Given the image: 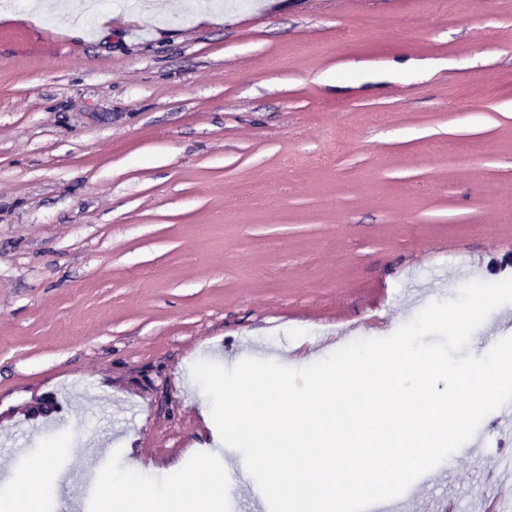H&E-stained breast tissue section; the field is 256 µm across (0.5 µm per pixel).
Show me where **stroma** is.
I'll return each instance as SVG.
<instances>
[{
	"mask_svg": "<svg viewBox=\"0 0 512 512\" xmlns=\"http://www.w3.org/2000/svg\"><path fill=\"white\" fill-rule=\"evenodd\" d=\"M82 2L0 0V465L68 447L37 512L226 470L194 363L298 369L512 257V0Z\"/></svg>",
	"mask_w": 512,
	"mask_h": 512,
	"instance_id": "1",
	"label": "stroma"
}]
</instances>
